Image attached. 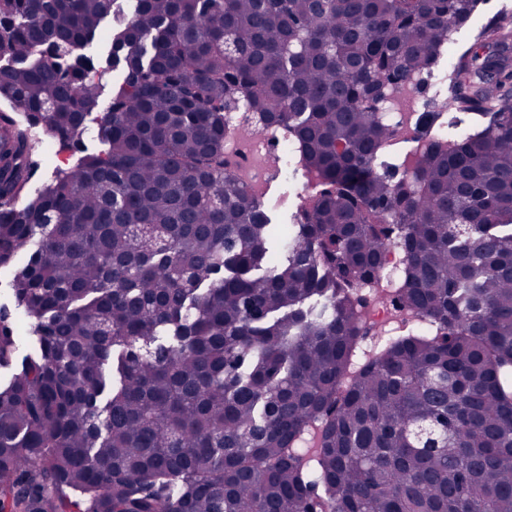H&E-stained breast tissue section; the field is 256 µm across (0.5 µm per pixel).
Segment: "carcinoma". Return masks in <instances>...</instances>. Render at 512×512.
<instances>
[{"mask_svg":"<svg viewBox=\"0 0 512 512\" xmlns=\"http://www.w3.org/2000/svg\"><path fill=\"white\" fill-rule=\"evenodd\" d=\"M480 2L134 0L98 68L118 0H0V268L30 321L21 356L0 311V512H512L508 23L454 67L447 140L379 170L385 93ZM240 103L327 182L281 261L225 171ZM39 128L77 161L29 195ZM393 234L420 331L354 370Z\"/></svg>","mask_w":512,"mask_h":512,"instance_id":"carcinoma-1","label":"carcinoma"}]
</instances>
